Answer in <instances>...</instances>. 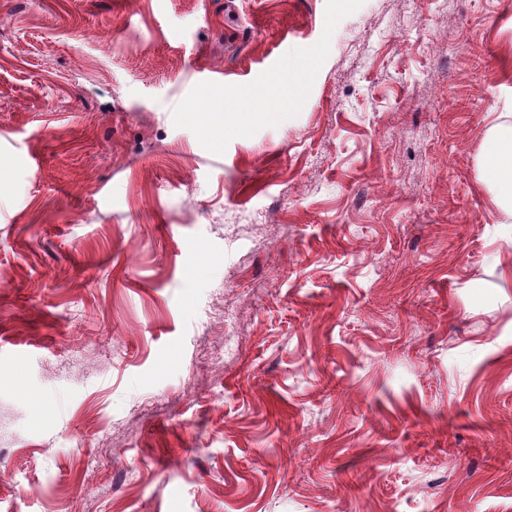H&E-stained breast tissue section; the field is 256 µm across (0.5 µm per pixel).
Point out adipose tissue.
Listing matches in <instances>:
<instances>
[{"label":"adipose tissue","mask_w":512,"mask_h":512,"mask_svg":"<svg viewBox=\"0 0 512 512\" xmlns=\"http://www.w3.org/2000/svg\"><path fill=\"white\" fill-rule=\"evenodd\" d=\"M481 180L492 194L499 221L512 229V113L497 116L481 155Z\"/></svg>","instance_id":"1"}]
</instances>
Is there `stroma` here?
Listing matches in <instances>:
<instances>
[{"instance_id":"35a3bbf8","label":"stroma","mask_w":512,"mask_h":512,"mask_svg":"<svg viewBox=\"0 0 512 512\" xmlns=\"http://www.w3.org/2000/svg\"><path fill=\"white\" fill-rule=\"evenodd\" d=\"M511 105L512 0H0V512H512ZM481 180L492 193L498 224L512 229V113L500 112L481 155Z\"/></svg>"}]
</instances>
